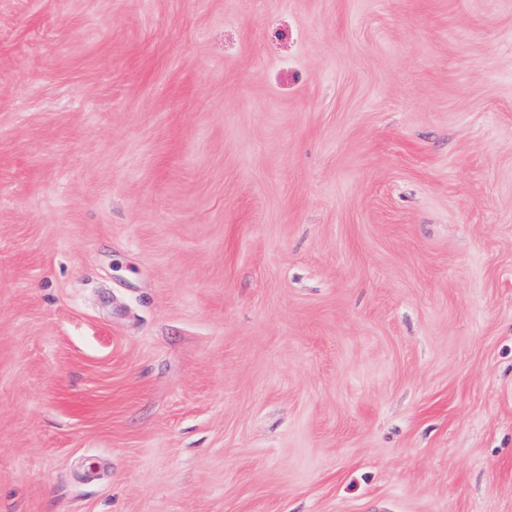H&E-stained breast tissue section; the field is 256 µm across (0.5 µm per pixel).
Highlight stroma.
Wrapping results in <instances>:
<instances>
[{"instance_id":"obj_1","label":"stroma","mask_w":512,"mask_h":512,"mask_svg":"<svg viewBox=\"0 0 512 512\" xmlns=\"http://www.w3.org/2000/svg\"><path fill=\"white\" fill-rule=\"evenodd\" d=\"M0 512H512V0H0Z\"/></svg>"}]
</instances>
